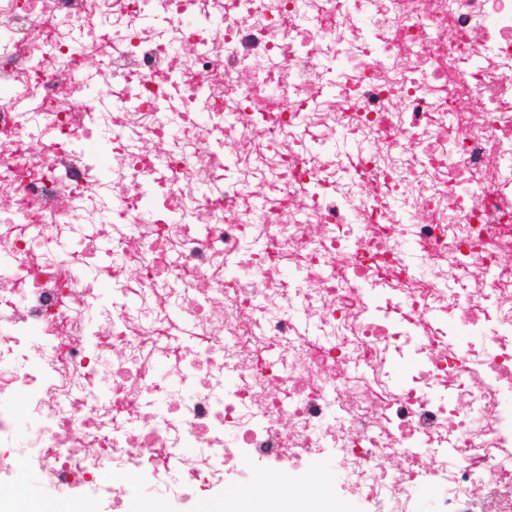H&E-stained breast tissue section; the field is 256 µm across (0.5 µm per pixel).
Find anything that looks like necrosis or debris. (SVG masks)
Masks as SVG:
<instances>
[{"instance_id":"obj_1","label":"necrosis or debris","mask_w":512,"mask_h":512,"mask_svg":"<svg viewBox=\"0 0 512 512\" xmlns=\"http://www.w3.org/2000/svg\"><path fill=\"white\" fill-rule=\"evenodd\" d=\"M166 6L220 23L0 0V195L25 218L0 220V487L36 465L58 492L117 495L132 457L165 494L227 490L235 457L330 447L373 512H416L427 482L433 512H512V0ZM90 57L110 77L93 112L73 103ZM21 93L39 110L15 111ZM103 127L120 139L102 182L84 146ZM158 168L173 183L146 222ZM102 184L109 224L87 204ZM81 223L92 243L56 258Z\"/></svg>"}]
</instances>
